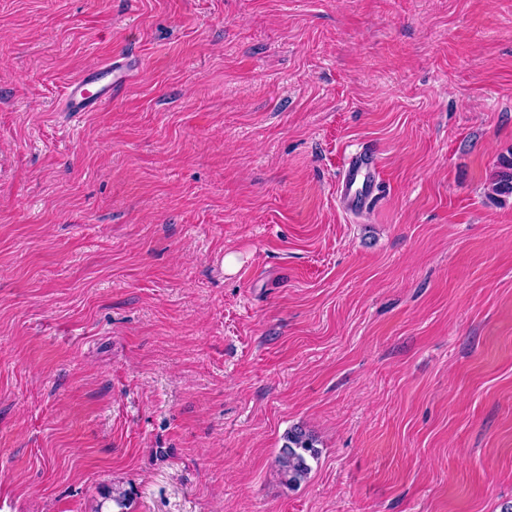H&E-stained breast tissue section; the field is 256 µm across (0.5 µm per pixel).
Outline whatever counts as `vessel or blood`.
I'll return each instance as SVG.
<instances>
[{"instance_id": "b4317fda", "label": "vessel or blood", "mask_w": 512, "mask_h": 512, "mask_svg": "<svg viewBox=\"0 0 512 512\" xmlns=\"http://www.w3.org/2000/svg\"><path fill=\"white\" fill-rule=\"evenodd\" d=\"M130 77L127 61L113 58L72 78L63 93V109L67 112H94L109 103L112 93ZM379 162L375 151L365 147L355 153L339 179V193L348 208L364 205L375 195Z\"/></svg>"}]
</instances>
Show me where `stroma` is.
Returning <instances> with one entry per match:
<instances>
[{"label": "stroma", "mask_w": 512, "mask_h": 512, "mask_svg": "<svg viewBox=\"0 0 512 512\" xmlns=\"http://www.w3.org/2000/svg\"><path fill=\"white\" fill-rule=\"evenodd\" d=\"M509 154L512 0H0V512H501ZM128 61L110 58L72 78L63 93V112H95L112 100L118 86L130 77ZM379 172L376 153L369 147L362 148L349 159L339 178V193L350 210L374 197ZM491 186L492 191L498 195H512V154L502 158L500 169ZM315 439L300 427L288 431L285 444L277 458L279 473L288 488H294L308 478L310 461L318 457Z\"/></svg>", "instance_id": "35a3bbf8"}]
</instances>
